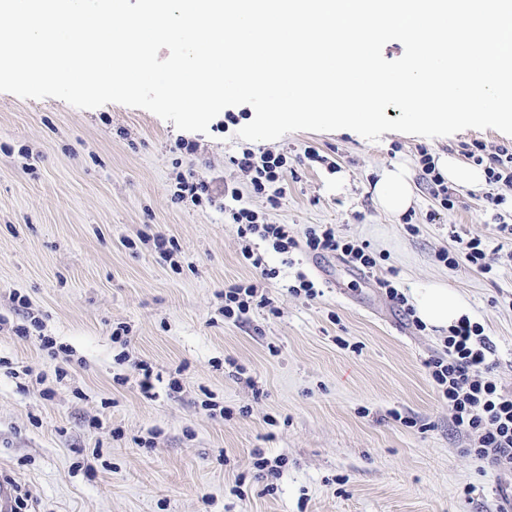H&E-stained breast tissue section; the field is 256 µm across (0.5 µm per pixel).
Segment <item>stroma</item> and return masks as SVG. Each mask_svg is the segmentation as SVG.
I'll return each instance as SVG.
<instances>
[{
	"label": "stroma",
	"mask_w": 512,
	"mask_h": 512,
	"mask_svg": "<svg viewBox=\"0 0 512 512\" xmlns=\"http://www.w3.org/2000/svg\"><path fill=\"white\" fill-rule=\"evenodd\" d=\"M237 132L0 92V470L21 487L18 512H500L512 473L466 453L424 367L445 330L416 329L379 282L394 278L408 295L431 281L461 291L494 346L491 378L512 391V263L483 274L437 258L455 251L457 234L496 248L512 205L491 209L485 196L497 187L487 183L455 189L454 208H443L420 178L418 153L459 159L475 142L510 148L512 136L386 132L373 143L339 130L248 142ZM246 149L286 155L277 208L230 164ZM395 164L407 166L415 199L397 217L373 193ZM180 172L238 187L246 206L295 236L335 225L381 261L368 285L344 296L317 273L344 276L341 256L299 255L320 289L310 300L288 293L294 270L267 252L282 269L263 283L279 314L236 325L222 293L259 277L223 197L175 199ZM143 232L175 239L178 266L140 244ZM121 325L123 343L112 339ZM43 335L60 353L41 348ZM139 360L157 376L153 395L139 389ZM173 379L180 392L169 391ZM258 450L281 460L274 481L258 477Z\"/></svg>",
	"instance_id": "stroma-1"
}]
</instances>
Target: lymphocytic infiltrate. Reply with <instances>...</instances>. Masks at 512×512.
Masks as SVG:
<instances>
[{"label": "lymphocytic infiltrate", "mask_w": 512, "mask_h": 512, "mask_svg": "<svg viewBox=\"0 0 512 512\" xmlns=\"http://www.w3.org/2000/svg\"><path fill=\"white\" fill-rule=\"evenodd\" d=\"M467 158L484 165L487 180L497 186V193L487 195L488 204H503L500 188L512 190V149L498 148L490 156H483L481 145H474L466 152ZM230 162L244 173L254 193L266 195L270 207H278L282 195L277 185L287 166L284 154L246 150L231 157ZM224 196L233 224L237 226L240 253L252 267L259 269L262 279L278 278L277 268L268 266L259 243H267L274 252L281 254L284 264H291V255L301 250L307 253H341L351 263L365 270H373L377 261L367 244L354 243L337 235L334 225L319 224L308 228L303 238H296L290 227L269 221L266 214L242 205L240 190L225 186ZM455 253H441L444 264H466L482 273H491L501 260L512 261V251L507 254L487 252L481 239H458ZM265 309L278 315L268 294L253 283H239L224 290V317L235 324L250 323L254 310ZM443 354L425 360L424 366L438 395L447 401L456 427L469 436L470 455L502 470L512 471V391L498 386L490 379L489 358L493 345L480 323L462 319L448 330L444 339Z\"/></svg>", "instance_id": "lymphocytic-infiltrate-1"}]
</instances>
